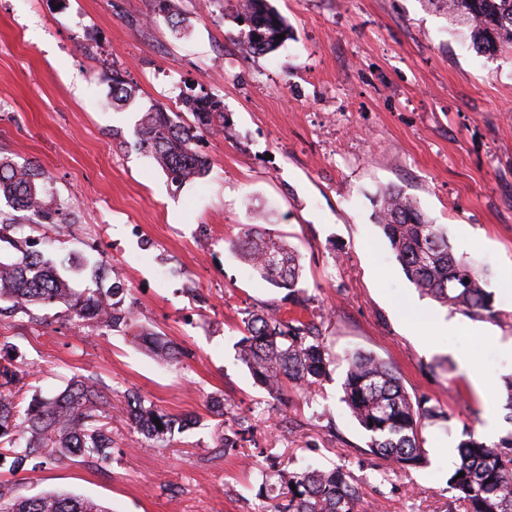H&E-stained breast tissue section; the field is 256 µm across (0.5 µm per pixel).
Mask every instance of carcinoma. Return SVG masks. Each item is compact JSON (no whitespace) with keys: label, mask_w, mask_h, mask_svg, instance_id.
<instances>
[{"label":"carcinoma","mask_w":512,"mask_h":512,"mask_svg":"<svg viewBox=\"0 0 512 512\" xmlns=\"http://www.w3.org/2000/svg\"><path fill=\"white\" fill-rule=\"evenodd\" d=\"M448 13L471 30L473 44L486 52L506 44L512 48V0H437ZM238 16L246 29L237 43L249 54L274 51L288 34L285 18L269 0H244ZM99 79L111 83L110 104L120 106L134 95L119 68L103 71ZM184 106L194 123L175 122L165 105L155 104L141 113L135 129L136 145L152 157L170 182L179 186L204 178L207 160L198 152L207 134L224 131L221 101L207 93H185ZM50 173L39 164L18 163L0 155V199L13 212L0 210V302L12 306L65 307L76 323L91 321L106 331L128 327L134 320L131 307L121 304L126 292L119 281L108 289L78 290L59 273L66 261H54L21 234L30 224L74 223L76 205L52 191ZM23 213L17 218L16 213ZM374 220L388 240L407 279L443 306L466 315H495L493 293L486 275L473 263L457 257L447 228L430 221L402 190L393 186L375 195ZM235 250L260 277L288 290L291 303L302 307L306 292L298 288L299 255L278 235H264L245 224L232 241ZM238 341L241 361L269 394L288 389L310 393L328 374L330 354L315 324L253 312L244 319ZM153 354L168 363L180 351L168 337L151 334ZM342 400L366 431L369 454L394 468L420 467L425 463L421 430L425 421L451 416L428 406V400L411 397L391 363L372 354L355 352L346 359ZM21 382L14 360H0V468L10 473L28 470L29 463L47 456L56 464L85 458L96 464L112 461L114 441L108 420L112 405L90 378L74 377L60 393L34 396L26 408L17 400ZM127 418L145 438L167 445L183 432L188 421L159 409L138 393L126 397ZM160 423H155V420ZM458 461L448 476V489L465 503L468 512H512V432L489 442L464 430ZM464 476H459V473ZM282 486L278 500L262 512H360V494L354 478L342 468L306 467L272 471ZM296 489H291V486ZM0 512H108L80 496L47 491L17 496L0 485Z\"/></svg>","instance_id":"cac0c4a2"}]
</instances>
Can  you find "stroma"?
<instances>
[{
	"label": "stroma",
	"mask_w": 512,
	"mask_h": 512,
	"mask_svg": "<svg viewBox=\"0 0 512 512\" xmlns=\"http://www.w3.org/2000/svg\"><path fill=\"white\" fill-rule=\"evenodd\" d=\"M270 3L290 36L256 56L235 41L236 0H0V152L37 161L57 196L78 200L74 224L24 232L70 258L74 288L92 286L96 263L117 269L135 311L106 333L60 306L0 318L25 373L22 403L74 376L112 403L110 467L0 470L15 494L67 492L108 512H261L280 492L272 467L314 465L350 472L367 512H465L447 484L463 429L485 435L492 419L496 436L512 431V54L477 52L430 0ZM111 61L136 89L121 109L99 78ZM192 86L223 102L228 124L200 144L208 175L178 188L137 149L134 127L156 103L190 122L179 96ZM382 186L486 271L495 317L441 306L406 278L373 219ZM255 209L299 253L308 309L231 250ZM249 310L320 316L332 362L313 396L289 391L283 408L255 384L236 347ZM152 332L178 345V364L153 357L141 339ZM354 351L392 362L410 395L450 414L424 425V466L367 454L341 401ZM130 390L188 429L153 446L124 416ZM240 417L250 443L222 449Z\"/></svg>",
	"instance_id": "obj_1"
}]
</instances>
